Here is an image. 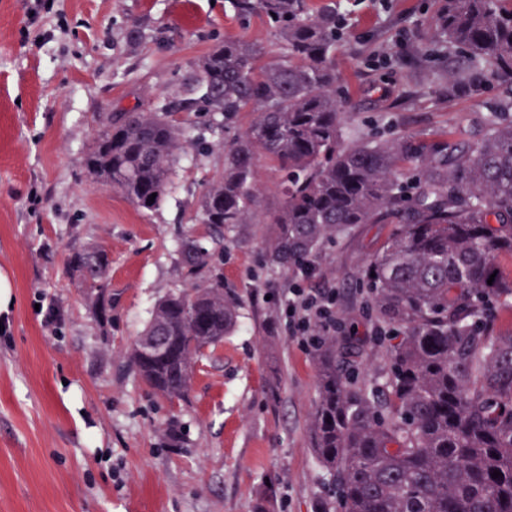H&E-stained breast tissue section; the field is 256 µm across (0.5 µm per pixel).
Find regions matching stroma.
Segmentation results:
<instances>
[{
	"mask_svg": "<svg viewBox=\"0 0 512 512\" xmlns=\"http://www.w3.org/2000/svg\"><path fill=\"white\" fill-rule=\"evenodd\" d=\"M344 123L358 137L480 141L506 91L452 60L420 66L434 0H335ZM284 50L228 0H0V512H320L333 502L312 452L313 348L288 291L335 292L337 322L360 300L358 271L391 233L360 224L325 245L313 270L272 265V224L224 232L234 330L199 363L186 400L154 394L128 350L156 303L183 287L179 245L209 246L195 212L224 172L227 136L178 112L204 149L186 147L163 201L146 211L92 180L85 154L99 115L154 112L188 94L193 63L226 37ZM104 246L112 323L101 326L68 266Z\"/></svg>",
	"mask_w": 512,
	"mask_h": 512,
	"instance_id": "obj_1",
	"label": "stroma"
}]
</instances>
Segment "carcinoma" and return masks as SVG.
Returning <instances> with one entry per match:
<instances>
[{"instance_id":"carcinoma-1","label":"carcinoma","mask_w":512,"mask_h":512,"mask_svg":"<svg viewBox=\"0 0 512 512\" xmlns=\"http://www.w3.org/2000/svg\"><path fill=\"white\" fill-rule=\"evenodd\" d=\"M230 3L240 21L261 16L284 54L270 60L256 42L224 38L193 64L197 97L102 117L87 175L152 210L189 139L171 111L219 116L226 131L248 112L252 122L225 149L224 176L199 201L198 223L210 226L212 240L225 226L254 223L262 158L275 163L284 190L269 218L278 225L271 262L300 266L359 224L394 225L359 270L360 308L375 315L376 329L318 338L313 453L341 512H512V332L495 324L497 305L512 297V278L496 264L512 255V97L496 104L472 147L348 143L336 94V5ZM450 54L460 68L480 66L512 87V0H439L417 55ZM221 252L181 241L185 287L155 305L144 331L163 348L151 355L138 341L128 354L171 402L187 397L194 367L235 328L238 301L212 264ZM69 266L111 322L106 248L75 250ZM376 348L387 357L385 381L364 383L359 366ZM496 470L502 476L492 477Z\"/></svg>"}]
</instances>
